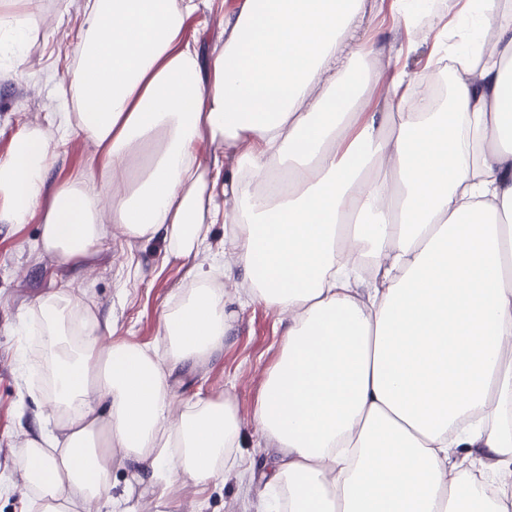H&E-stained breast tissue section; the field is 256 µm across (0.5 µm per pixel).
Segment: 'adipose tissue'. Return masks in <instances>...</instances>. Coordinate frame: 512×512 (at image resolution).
I'll list each match as a JSON object with an SVG mask.
<instances>
[{
	"instance_id": "ef3b65f1",
	"label": "adipose tissue",
	"mask_w": 512,
	"mask_h": 512,
	"mask_svg": "<svg viewBox=\"0 0 512 512\" xmlns=\"http://www.w3.org/2000/svg\"><path fill=\"white\" fill-rule=\"evenodd\" d=\"M199 3L88 0L72 109L0 156V223L27 222L58 144L82 135L97 153L56 189L38 252L71 263L103 242L101 183L113 226L131 242L162 236L170 257L194 259L223 225L225 278L286 318L253 414L276 450L262 512H512L501 0H239L205 61L185 38ZM384 15L405 47H428L426 68H450L440 107L386 47ZM190 275L164 314L162 361L110 340L81 297L41 298L51 399L18 457L26 512H130L116 469L155 482L157 512H171L177 481L241 470L232 394L170 414L173 372L219 353L238 319L212 270Z\"/></svg>"
}]
</instances>
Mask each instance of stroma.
<instances>
[{
	"instance_id": "1",
	"label": "stroma",
	"mask_w": 512,
	"mask_h": 512,
	"mask_svg": "<svg viewBox=\"0 0 512 512\" xmlns=\"http://www.w3.org/2000/svg\"><path fill=\"white\" fill-rule=\"evenodd\" d=\"M32 16L21 46L0 45V155L8 153L17 132L26 126L48 125L60 110L59 96L74 64L76 36L86 27V0H28ZM186 35L200 56L224 41V13L201 8L189 20ZM25 57L16 70L15 52ZM94 146L89 139L62 143L46 178L45 194L28 223H0V512H22L30 491L15 471L18 449L36 433L50 393L35 371L39 363L35 336L16 332L20 319L36 308L45 294L65 289L85 299L99 319L109 321L114 339L149 349H162L163 315L179 288L190 282L191 262L166 258L161 240L127 242L107 234L84 264H65L34 251L43 214L57 185L88 164ZM135 276H127L129 265ZM281 316L261 301L247 299L239 311L233 336L208 362L177 370L176 401L197 396L218 398L232 390L247 442L263 439L252 425L267 375L281 350ZM175 512H260L257 482L235 474L208 487L179 484Z\"/></svg>"
}]
</instances>
